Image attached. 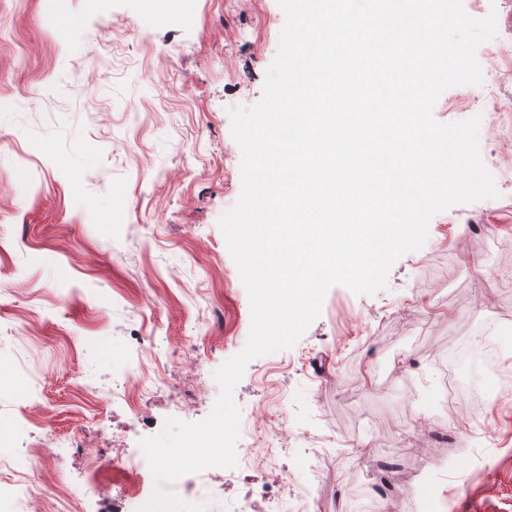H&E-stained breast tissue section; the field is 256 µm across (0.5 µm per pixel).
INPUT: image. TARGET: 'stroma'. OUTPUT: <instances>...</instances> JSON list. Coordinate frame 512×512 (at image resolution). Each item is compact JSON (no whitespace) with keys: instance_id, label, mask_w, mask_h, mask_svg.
Segmentation results:
<instances>
[{"instance_id":"1","label":"stroma","mask_w":512,"mask_h":512,"mask_svg":"<svg viewBox=\"0 0 512 512\" xmlns=\"http://www.w3.org/2000/svg\"><path fill=\"white\" fill-rule=\"evenodd\" d=\"M463 8L496 11L493 42L512 44V0ZM64 19L76 24L66 41L54 32ZM284 24L278 0H0V423L19 437L41 416L62 434L80 418L111 447L109 389L136 337L198 335L219 306L193 419L210 414L214 374L251 326L218 225L242 189L229 111L261 100ZM476 57L482 83L443 91L432 115L479 117L496 197L436 213L377 293L331 286L297 343L250 360L234 389L242 419L258 409L286 427L276 462L297 500L339 495L344 512H374L357 472L329 480L311 465L321 449L338 459L392 448L415 476L403 512H512V397L452 403L432 428L451 431L465 412L476 436L458 447L423 458L409 437L442 399L450 350L487 331L512 337V111H497L508 92L494 79L512 58L482 45ZM146 295L159 316L138 315Z\"/></svg>"}]
</instances>
